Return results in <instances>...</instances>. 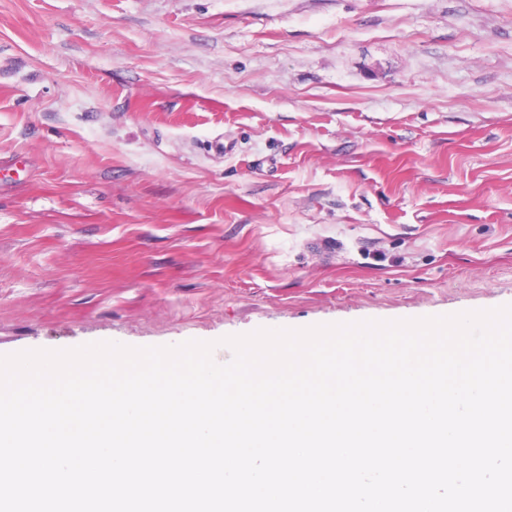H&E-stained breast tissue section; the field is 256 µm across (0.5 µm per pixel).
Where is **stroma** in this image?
<instances>
[{
  "mask_svg": "<svg viewBox=\"0 0 512 512\" xmlns=\"http://www.w3.org/2000/svg\"><path fill=\"white\" fill-rule=\"evenodd\" d=\"M512 305V0H0V355Z\"/></svg>",
  "mask_w": 512,
  "mask_h": 512,
  "instance_id": "obj_1",
  "label": "stroma"
}]
</instances>
